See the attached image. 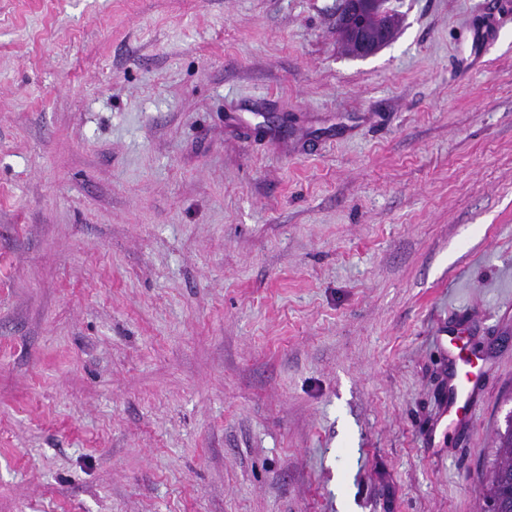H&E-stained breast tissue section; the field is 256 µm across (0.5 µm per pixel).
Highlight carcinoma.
<instances>
[{"label": "carcinoma", "instance_id": "carcinoma-1", "mask_svg": "<svg viewBox=\"0 0 512 512\" xmlns=\"http://www.w3.org/2000/svg\"><path fill=\"white\" fill-rule=\"evenodd\" d=\"M394 30L393 18L386 17L380 24L372 19L362 24L355 21L340 28V36L346 45L361 40L376 51L388 43L387 33ZM480 495L486 512H512V419L505 420V428L497 431V448L488 461Z\"/></svg>", "mask_w": 512, "mask_h": 512}]
</instances>
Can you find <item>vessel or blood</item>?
<instances>
[{
	"label": "vessel or blood",
	"mask_w": 512,
	"mask_h": 512,
	"mask_svg": "<svg viewBox=\"0 0 512 512\" xmlns=\"http://www.w3.org/2000/svg\"><path fill=\"white\" fill-rule=\"evenodd\" d=\"M469 329L465 324L437 327L435 334L441 353L460 365L445 387L446 402L444 409L453 415L454 422L460 426H470L480 407L477 383L480 375L470 368L472 359L466 354L465 337Z\"/></svg>",
	"instance_id": "obj_1"
}]
</instances>
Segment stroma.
Instances as JSON below:
<instances>
[{
	"label": "stroma",
	"instance_id": "stroma-1",
	"mask_svg": "<svg viewBox=\"0 0 512 512\" xmlns=\"http://www.w3.org/2000/svg\"><path fill=\"white\" fill-rule=\"evenodd\" d=\"M341 5L0 0V512H480L512 0H388L364 58ZM453 308L488 367L467 431ZM362 23L363 25L360 27L357 20H354L352 25L347 24L345 27L340 28L341 39L350 52L349 41L354 40L358 43L359 36H361V41L366 42L374 52L389 42L386 32H391L390 37L393 38L395 23L392 16H386L380 24L371 18L369 21ZM436 340L441 353L452 359L457 368V362L460 364V370L447 381L445 387L446 402L443 414L454 416L453 423L456 425L469 427L480 407L479 392L477 383L480 378V372H474L472 358L466 353L467 341L464 335L469 334V328L464 323H458L448 327L438 326L436 331ZM465 354V356H464Z\"/></svg>",
	"mask_w": 512,
	"mask_h": 512
}]
</instances>
